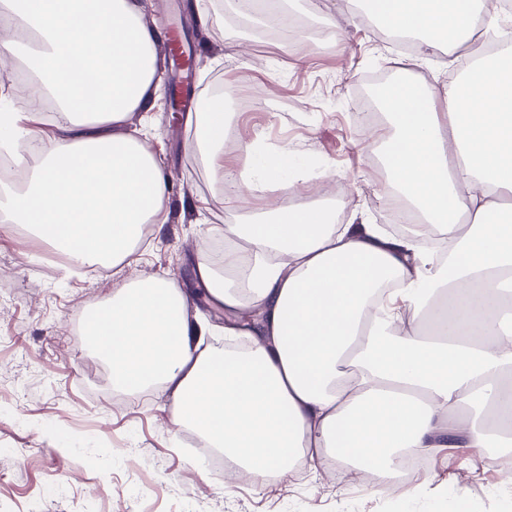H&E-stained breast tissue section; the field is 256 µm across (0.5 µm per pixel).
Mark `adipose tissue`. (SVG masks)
I'll return each instance as SVG.
<instances>
[{"label":"adipose tissue","mask_w":512,"mask_h":512,"mask_svg":"<svg viewBox=\"0 0 512 512\" xmlns=\"http://www.w3.org/2000/svg\"><path fill=\"white\" fill-rule=\"evenodd\" d=\"M403 33L480 35L461 76L433 91L402 78L381 99L393 131L379 148L383 206L405 199L420 226L389 234L361 214L336 221L325 201L265 206L224 235L246 262L198 258L195 277L224 312V339L207 345L190 320L192 294L155 275L115 292L85 330L117 390L161 387L171 422L190 428L253 482L285 478L296 462L329 456L395 471L412 453L512 452V40L485 0H379ZM142 0H0L12 36L0 57L23 65L58 117L0 97V152L35 145L23 185L0 182V222L26 226L68 260H131L143 226L162 228L171 188L150 129L123 127L150 111L159 33ZM193 121L199 152L223 186V96ZM247 189L297 193L305 160L288 145L248 143Z\"/></svg>","instance_id":"adipose-tissue-1"}]
</instances>
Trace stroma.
Segmentation results:
<instances>
[{
	"label": "stroma",
	"mask_w": 512,
	"mask_h": 512,
	"mask_svg": "<svg viewBox=\"0 0 512 512\" xmlns=\"http://www.w3.org/2000/svg\"><path fill=\"white\" fill-rule=\"evenodd\" d=\"M144 14L159 31H184L200 99L225 91L228 127L241 143L285 142L327 165L328 175L309 178L303 191L322 199L341 186L348 201L339 223L359 209L387 223L379 158L364 147L391 125L384 117L360 121L357 94L369 75L399 72L404 58L390 28L344 12L339 0H292L276 33L241 31L246 12L229 0H144ZM332 25L345 47L327 39ZM146 125L172 192L167 224L132 263L74 277L42 240L0 231V449L14 451L0 460V512H28L34 498L47 512H442L443 500L410 498L405 486L383 497L357 485L341 461L314 478L299 471L273 485H230L198 471L196 448L171 423L166 392L129 393L113 406L108 366L80 339L87 315L126 282L158 274L196 290L190 262L221 225L252 220L262 204L234 176L223 191L213 188L196 127L165 104L132 117L127 129ZM414 480L453 482L476 512H501L512 496L493 460L463 448L436 452Z\"/></svg>",
	"instance_id": "obj_1"
}]
</instances>
